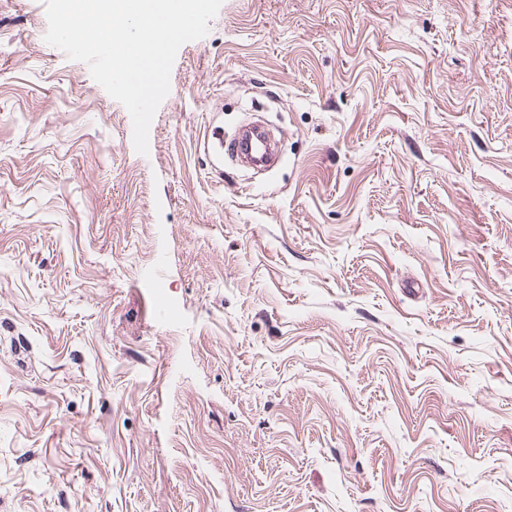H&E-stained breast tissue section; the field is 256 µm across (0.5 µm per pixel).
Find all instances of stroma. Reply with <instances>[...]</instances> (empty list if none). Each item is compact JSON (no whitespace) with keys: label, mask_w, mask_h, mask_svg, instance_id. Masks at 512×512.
<instances>
[{"label":"stroma","mask_w":512,"mask_h":512,"mask_svg":"<svg viewBox=\"0 0 512 512\" xmlns=\"http://www.w3.org/2000/svg\"><path fill=\"white\" fill-rule=\"evenodd\" d=\"M47 28L0 0V512H512V0H224L145 156Z\"/></svg>","instance_id":"stroma-1"}]
</instances>
